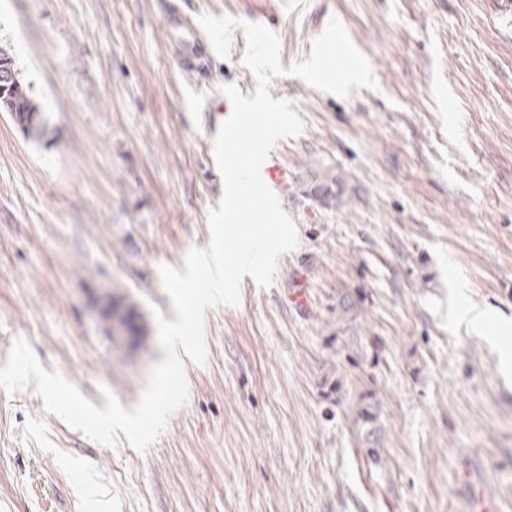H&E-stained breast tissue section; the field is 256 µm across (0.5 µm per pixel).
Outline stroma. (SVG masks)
I'll return each mask as SVG.
<instances>
[{
    "instance_id": "stroma-1",
    "label": "stroma",
    "mask_w": 512,
    "mask_h": 512,
    "mask_svg": "<svg viewBox=\"0 0 512 512\" xmlns=\"http://www.w3.org/2000/svg\"><path fill=\"white\" fill-rule=\"evenodd\" d=\"M180 2L277 29L285 67L337 15L378 87L274 79L305 123L283 148L298 245L274 284L244 276L239 305L206 310V363L184 360L188 402L146 452L0 388V512H512V368L448 315L458 277L512 320V0ZM165 8L0 0V47L49 121L33 140L0 112V367L24 338L99 408L138 404L164 358L159 268L208 246L219 88L255 83L239 28L228 57L182 70ZM104 295L139 334H106Z\"/></svg>"
}]
</instances>
